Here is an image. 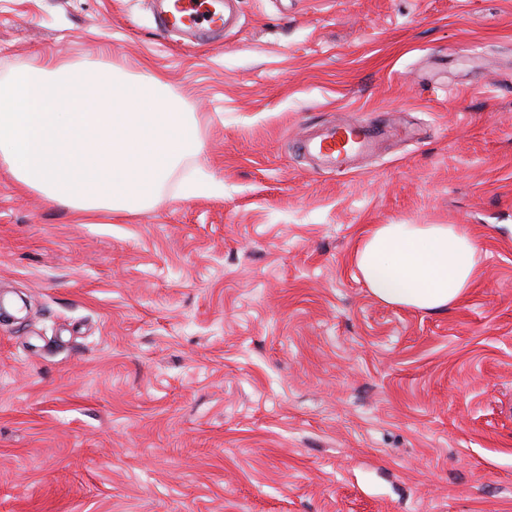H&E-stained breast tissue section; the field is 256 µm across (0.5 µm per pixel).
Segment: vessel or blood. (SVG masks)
Listing matches in <instances>:
<instances>
[{
    "label": "vessel or blood",
    "mask_w": 512,
    "mask_h": 512,
    "mask_svg": "<svg viewBox=\"0 0 512 512\" xmlns=\"http://www.w3.org/2000/svg\"><path fill=\"white\" fill-rule=\"evenodd\" d=\"M150 7L161 31L169 35L221 34L233 19L232 13L218 8L215 0H150ZM381 134V126L365 120L337 123L318 136L300 139L298 148L325 167L339 169L365 155Z\"/></svg>",
    "instance_id": "b4317fda"
}]
</instances>
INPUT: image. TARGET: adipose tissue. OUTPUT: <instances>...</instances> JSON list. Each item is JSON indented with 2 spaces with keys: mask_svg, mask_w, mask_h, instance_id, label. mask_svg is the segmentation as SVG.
I'll list each match as a JSON object with an SVG mask.
<instances>
[{
  "mask_svg": "<svg viewBox=\"0 0 512 512\" xmlns=\"http://www.w3.org/2000/svg\"><path fill=\"white\" fill-rule=\"evenodd\" d=\"M198 146L197 121L158 79L47 60L0 80V167L76 215L150 204ZM480 260L460 224H379L354 253L376 300L428 313L463 296Z\"/></svg>",
  "mask_w": 512,
  "mask_h": 512,
  "instance_id": "1",
  "label": "adipose tissue"
}]
</instances>
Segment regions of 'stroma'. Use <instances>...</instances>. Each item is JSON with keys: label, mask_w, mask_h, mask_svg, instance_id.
Here are the masks:
<instances>
[{"label": "stroma", "mask_w": 512, "mask_h": 512, "mask_svg": "<svg viewBox=\"0 0 512 512\" xmlns=\"http://www.w3.org/2000/svg\"><path fill=\"white\" fill-rule=\"evenodd\" d=\"M205 45L145 0H0V79L155 77L201 149L80 218L0 167V512H512V0H236ZM397 124L356 170L297 139ZM378 224H463L437 313L371 296Z\"/></svg>", "instance_id": "stroma-1"}]
</instances>
